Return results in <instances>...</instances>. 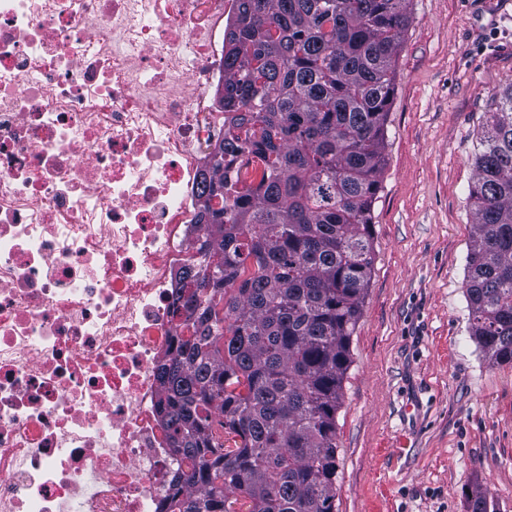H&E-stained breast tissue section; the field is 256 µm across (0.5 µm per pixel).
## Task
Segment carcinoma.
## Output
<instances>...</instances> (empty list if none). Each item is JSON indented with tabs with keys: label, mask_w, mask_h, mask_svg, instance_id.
<instances>
[{
	"label": "carcinoma",
	"mask_w": 512,
	"mask_h": 512,
	"mask_svg": "<svg viewBox=\"0 0 512 512\" xmlns=\"http://www.w3.org/2000/svg\"><path fill=\"white\" fill-rule=\"evenodd\" d=\"M408 0H241L225 33L221 156L200 182L184 334L157 415L182 449L158 512H336L337 414L373 266L372 209ZM468 201L469 333L512 363V88ZM260 174L238 187L243 153ZM221 197L232 216L214 209ZM233 436V446L225 445ZM468 512H496L477 490Z\"/></svg>",
	"instance_id": "carcinoma-1"
}]
</instances>
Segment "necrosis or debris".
Segmentation results:
<instances>
[{
    "label": "necrosis or debris",
    "instance_id": "1",
    "mask_svg": "<svg viewBox=\"0 0 512 512\" xmlns=\"http://www.w3.org/2000/svg\"><path fill=\"white\" fill-rule=\"evenodd\" d=\"M240 0H0V512H157Z\"/></svg>",
    "mask_w": 512,
    "mask_h": 512
}]
</instances>
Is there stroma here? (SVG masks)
Listing matches in <instances>:
<instances>
[{"instance_id":"1","label":"stroma","mask_w":512,"mask_h":512,"mask_svg":"<svg viewBox=\"0 0 512 512\" xmlns=\"http://www.w3.org/2000/svg\"><path fill=\"white\" fill-rule=\"evenodd\" d=\"M351 338L336 512H512V364L468 332L474 155L512 85V0H409Z\"/></svg>"}]
</instances>
